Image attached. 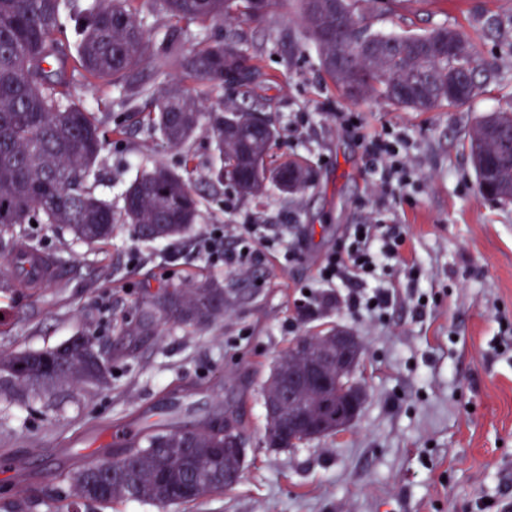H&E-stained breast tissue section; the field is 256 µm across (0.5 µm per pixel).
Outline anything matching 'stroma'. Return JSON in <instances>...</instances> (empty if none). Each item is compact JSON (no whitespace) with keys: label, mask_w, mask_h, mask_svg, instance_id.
<instances>
[{"label":"stroma","mask_w":512,"mask_h":512,"mask_svg":"<svg viewBox=\"0 0 512 512\" xmlns=\"http://www.w3.org/2000/svg\"><path fill=\"white\" fill-rule=\"evenodd\" d=\"M365 22L385 34L455 28L475 44L479 90L464 107L412 112L349 100L305 43L298 14L274 7L262 25L235 27L259 68L256 92H205L200 83L153 68L149 94L77 80L76 100L98 112L106 147L92 187L112 204V237L77 241L49 224L0 231V257L26 241L53 258L58 275L0 293V353L42 350L85 331L111 354L109 388H56L38 399L0 404V504L24 486L49 488L60 473L106 453L126 434L193 429L229 417L245 448L234 488L164 508L122 501L96 512H502L512 505V202L479 194L464 146L473 123L512 107V0H365ZM181 85L208 109L234 102L276 129L274 159L297 154L316 172L301 195L268 188L257 199L211 184L215 150L207 129L184 146L141 122L154 94ZM353 113L356 125L340 115ZM123 136L112 135L115 120ZM404 136L415 171L399 195H383L367 168L364 138ZM192 155L200 200L196 224L175 237L142 240L122 218L123 193L161 163L183 172ZM401 225L404 242L372 284L394 298L378 316L349 309V286L323 282L319 268L352 225ZM227 249L248 244L240 270L183 253L211 225ZM263 225L261 235L245 228ZM180 257L166 262V250ZM417 276H410L411 265ZM224 290V315L205 326L163 323L152 296L203 280ZM312 304L298 305L302 289ZM426 294L417 314L412 298ZM338 328L360 336L354 378L368 399L345 431L273 448L265 440L263 392L272 367L298 336Z\"/></svg>","instance_id":"1"}]
</instances>
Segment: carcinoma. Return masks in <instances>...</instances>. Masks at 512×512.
<instances>
[{
  "label": "carcinoma",
  "mask_w": 512,
  "mask_h": 512,
  "mask_svg": "<svg viewBox=\"0 0 512 512\" xmlns=\"http://www.w3.org/2000/svg\"><path fill=\"white\" fill-rule=\"evenodd\" d=\"M61 0H0V227L58 224L88 244L112 237V204L88 186L105 147L97 113L72 99L75 74L90 85L120 84L131 96L144 87L146 65L172 67L208 88L251 90L257 67L233 30L202 41L190 51L181 45L185 23L223 24L245 20L261 24L278 0H161L174 21L161 43L146 40L136 0H98L79 30L76 50L58 37ZM360 0H297L305 31L323 70L345 97L385 101L399 109L426 112L460 108L474 97L477 51L459 30L440 27L426 34L371 32L358 13ZM239 69L236 82L224 69ZM210 119L217 149L216 179L240 193L259 196L274 184L302 194L314 183L311 166L299 158L271 160L275 129H260L253 114L233 103L211 115L198 97L175 86L159 92L146 116L171 145L185 143ZM468 151L479 193L512 201V111L492 112L471 129ZM125 222L144 240L182 234L199 216L191 185L163 166L143 172L125 190ZM34 249L17 245L8 268L0 271V292L15 287ZM153 305L179 325H193L224 314L223 289L207 283L164 293ZM307 357L287 349L278 357V382L266 399L281 413L266 414L270 440L279 437V419L288 412L332 417L345 411L336 386H308L296 404L281 397V384L299 374ZM112 378V356L97 337L84 332L46 350L0 354V402L41 396L61 386L104 389ZM224 423L213 421L192 431L173 429L131 439L116 457L104 456L71 471L54 496L68 501L112 504L131 500L161 507L189 504L224 491L225 478L241 476L243 458L224 441Z\"/></svg>",
  "instance_id": "obj_1"
}]
</instances>
